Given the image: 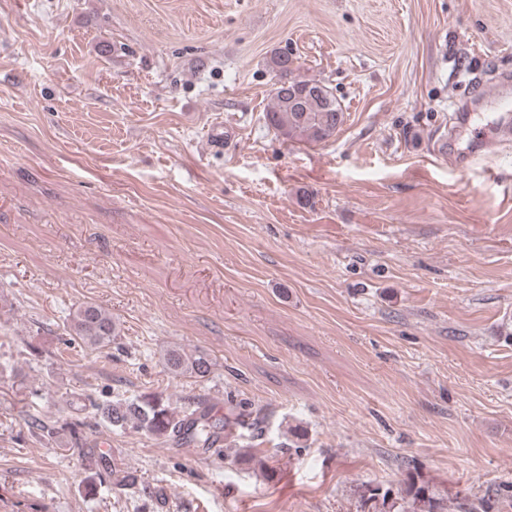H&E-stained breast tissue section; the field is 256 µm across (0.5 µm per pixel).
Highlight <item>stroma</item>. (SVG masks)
Returning <instances> with one entry per match:
<instances>
[{"mask_svg":"<svg viewBox=\"0 0 512 512\" xmlns=\"http://www.w3.org/2000/svg\"><path fill=\"white\" fill-rule=\"evenodd\" d=\"M276 51L330 139L265 124ZM475 71L512 76V0H0V512H149L84 497L45 415L167 512H356L414 467L512 492V139ZM86 303L111 347L69 341ZM142 393L261 410L274 479L94 409ZM163 363L170 372L183 376L205 378L211 373L212 361L202 352L187 353L170 348L163 354Z\"/></svg>","mask_w":512,"mask_h":512,"instance_id":"stroma-1","label":"stroma"}]
</instances>
